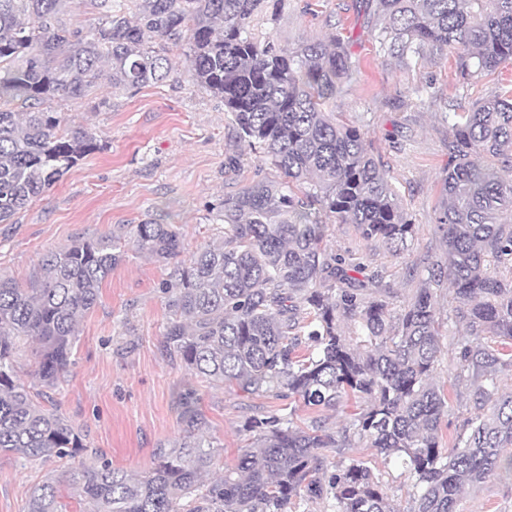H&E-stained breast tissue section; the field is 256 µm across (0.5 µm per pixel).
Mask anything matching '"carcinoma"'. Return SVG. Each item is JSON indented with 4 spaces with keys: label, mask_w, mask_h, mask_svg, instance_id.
Listing matches in <instances>:
<instances>
[{
    "label": "carcinoma",
    "mask_w": 512,
    "mask_h": 512,
    "mask_svg": "<svg viewBox=\"0 0 512 512\" xmlns=\"http://www.w3.org/2000/svg\"><path fill=\"white\" fill-rule=\"evenodd\" d=\"M265 0H90L99 17L82 30L64 0H0V223L100 148L46 104L78 97L108 74L138 89L169 78L156 45L185 44L187 80L224 98L237 142L281 179L261 178L224 198V241L198 248L161 283L170 317L160 350L211 387L295 399L334 409L354 399L336 434L314 419L250 417L251 444L227 467L204 438L197 388L178 389L180 442L156 449L148 470L83 466L85 512H285L301 490L334 512H396L360 460L328 472L330 448L358 438L401 462L413 494L408 512H457L466 489L490 475L512 477V182L495 162L512 158V97L497 94L469 112L448 113V167L437 218L445 259L425 266L415 297L392 312L390 291L355 277L360 265L326 249L334 214L365 240L400 253L413 224L364 132L327 111L356 64L336 38L288 48L250 29ZM369 32L394 66L455 53L462 85L512 62V0H361ZM19 104L23 112L14 110ZM158 262L177 258L171 224H137L132 235L79 240L47 254L39 283L0 275V455L28 461L75 457L85 434L36 402L18 377L27 345L35 381L55 386L70 365L78 324L129 248ZM452 286L448 319L466 324L448 374L488 412L467 422L451 451L440 445L445 394L434 381L443 353L437 290ZM488 338L499 347L489 349ZM220 476L205 481V476ZM59 481L34 485L26 512H68Z\"/></svg>",
    "instance_id": "1"
}]
</instances>
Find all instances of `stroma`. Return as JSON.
<instances>
[{
  "mask_svg": "<svg viewBox=\"0 0 512 512\" xmlns=\"http://www.w3.org/2000/svg\"><path fill=\"white\" fill-rule=\"evenodd\" d=\"M358 5L359 0H267L253 29L258 38L270 37L291 48L332 35L348 46L358 71L329 109L362 129L369 150L398 190L414 234L396 256L332 216L326 246L363 263L367 274L391 288L399 307L421 286L411 267L427 257H444L436 219L440 180L448 164L445 114L452 107L470 111L511 89L512 63L467 87L458 83L450 56L431 55L407 71L396 70L386 65ZM166 54L173 71L164 82L126 90L103 80L84 97L52 102V111L68 125L90 127L104 147L87 155L11 223L0 224V274L28 285L39 277L48 252L148 221L177 225L183 234L180 257L188 259L200 245L223 241L224 223L216 212L225 196L257 176L276 178L272 168L257 170L252 156L244 158L240 169H229V157L241 148L223 99L185 79L189 59L184 47L168 45ZM171 270L148 255L128 252L103 283L97 304L82 316L72 363L61 382L49 391L31 389L35 401L57 409L83 430L90 452L104 455L117 468L144 470L159 445L182 436L173 399L177 388L193 377L160 351L169 315L159 285ZM435 380L448 395L440 437L448 448L479 407L471 390L447 371H439ZM198 393L208 420L204 436L229 465L248 443L242 425L249 416L289 413L302 427L316 417L334 431L345 422L340 411L292 406L241 393L233 385L202 384ZM353 459L367 462L389 498L409 507L412 488L397 461L358 441L327 452L331 467ZM77 466V461L55 457L30 463L0 455V512H25L30 488L48 478L60 481L70 512H78L80 497L71 479ZM457 509L512 512V480L489 477L480 488L465 492Z\"/></svg>",
  "mask_w": 512,
  "mask_h": 512,
  "instance_id": "1",
  "label": "stroma"
}]
</instances>
